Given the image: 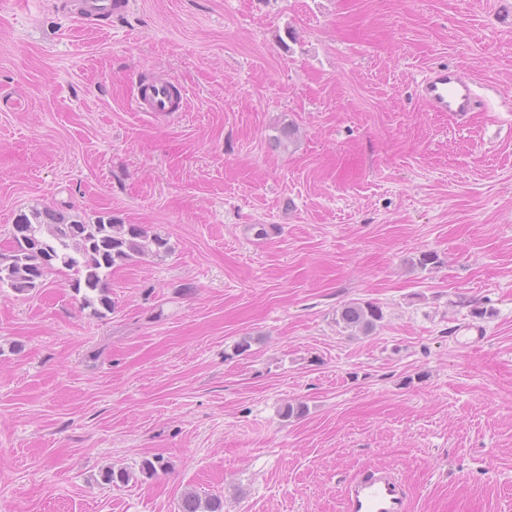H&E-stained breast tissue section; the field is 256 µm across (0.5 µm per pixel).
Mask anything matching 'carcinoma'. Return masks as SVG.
Listing matches in <instances>:
<instances>
[{
  "instance_id": "carcinoma-1",
  "label": "carcinoma",
  "mask_w": 512,
  "mask_h": 512,
  "mask_svg": "<svg viewBox=\"0 0 512 512\" xmlns=\"http://www.w3.org/2000/svg\"><path fill=\"white\" fill-rule=\"evenodd\" d=\"M10 236L9 249L0 252V289L27 295L66 269L73 272L69 287L80 296L82 307L99 317L112 312V268L145 257L161 259L171 250L167 237L139 224H124L110 213L84 220L51 207L20 213ZM383 318L379 305L355 300L343 306L337 324L352 334H368ZM181 512H224V502L188 493Z\"/></svg>"
}]
</instances>
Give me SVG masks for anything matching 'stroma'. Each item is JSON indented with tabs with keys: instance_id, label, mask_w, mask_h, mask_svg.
<instances>
[{
	"instance_id": "obj_1",
	"label": "stroma",
	"mask_w": 512,
	"mask_h": 512,
	"mask_svg": "<svg viewBox=\"0 0 512 512\" xmlns=\"http://www.w3.org/2000/svg\"><path fill=\"white\" fill-rule=\"evenodd\" d=\"M55 2L0 0V249L47 206L171 251L102 318L63 275L0 290V512H343L367 466L409 512H512V0ZM435 65L476 111L428 110ZM144 76L184 111H133ZM62 6L78 21L90 23L104 16L120 15L132 9L131 0H62ZM384 318L382 308L369 301H351L343 306L337 324L351 334L373 332ZM181 512H224V502L218 497L205 498L196 493L185 494L181 502Z\"/></svg>"
}]
</instances>
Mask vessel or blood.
<instances>
[{
    "instance_id": "b4317fda",
    "label": "vessel or blood",
    "mask_w": 512,
    "mask_h": 512,
    "mask_svg": "<svg viewBox=\"0 0 512 512\" xmlns=\"http://www.w3.org/2000/svg\"><path fill=\"white\" fill-rule=\"evenodd\" d=\"M78 21L90 23L129 12L132 0H63ZM420 95L433 112L464 115L475 111L478 95L470 78L458 69L436 66L420 85ZM183 89L172 82L140 79L133 106L139 112L169 114L181 111ZM407 496L396 469L367 467L345 488L344 512H408Z\"/></svg>"
}]
</instances>
